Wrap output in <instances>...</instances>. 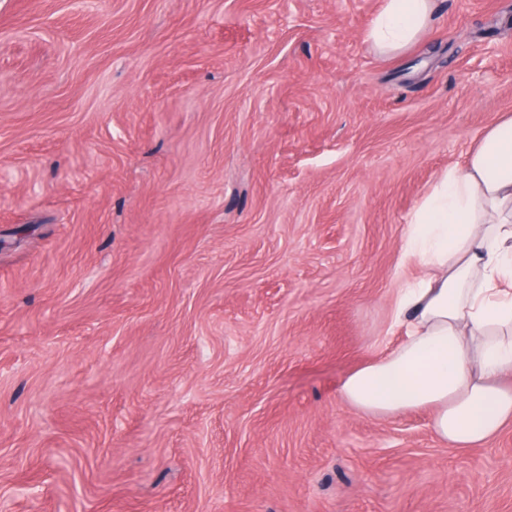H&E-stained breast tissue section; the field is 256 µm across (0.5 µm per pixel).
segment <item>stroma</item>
Wrapping results in <instances>:
<instances>
[{
  "instance_id": "35a3bbf8",
  "label": "stroma",
  "mask_w": 512,
  "mask_h": 512,
  "mask_svg": "<svg viewBox=\"0 0 512 512\" xmlns=\"http://www.w3.org/2000/svg\"><path fill=\"white\" fill-rule=\"evenodd\" d=\"M0 0L9 512H512L475 448L339 388L400 345L438 176L512 113V0ZM433 0H381L366 31L370 45L382 54H400L428 31Z\"/></svg>"
}]
</instances>
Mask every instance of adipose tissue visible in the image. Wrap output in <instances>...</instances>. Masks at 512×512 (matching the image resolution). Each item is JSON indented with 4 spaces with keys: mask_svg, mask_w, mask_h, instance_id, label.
<instances>
[{
    "mask_svg": "<svg viewBox=\"0 0 512 512\" xmlns=\"http://www.w3.org/2000/svg\"><path fill=\"white\" fill-rule=\"evenodd\" d=\"M432 0H381L370 45L399 54L428 31ZM403 257L426 274L400 289L394 322L405 340L351 371L340 395L377 417L427 409L459 448L512 422V114L489 126L465 167L448 168L416 206Z\"/></svg>",
    "mask_w": 512,
    "mask_h": 512,
    "instance_id": "1",
    "label": "adipose tissue"
}]
</instances>
